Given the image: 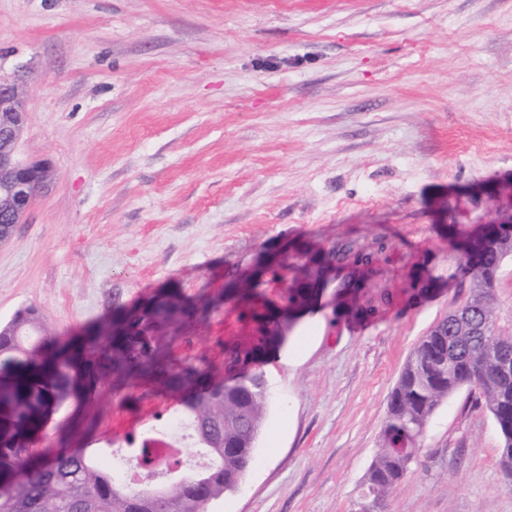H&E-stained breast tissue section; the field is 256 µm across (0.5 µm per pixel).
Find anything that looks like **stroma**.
<instances>
[{"instance_id":"35a3bbf8","label":"stroma","mask_w":512,"mask_h":512,"mask_svg":"<svg viewBox=\"0 0 512 512\" xmlns=\"http://www.w3.org/2000/svg\"><path fill=\"white\" fill-rule=\"evenodd\" d=\"M19 156L52 179L0 245V322L77 333L111 304L195 294L284 243L384 244L377 287L426 258L434 295L369 323L299 319L262 365L254 463L215 512H354L408 356L471 282L449 223L512 179V0H0ZM172 399L104 402L92 447L168 440ZM493 418L460 389L387 512H512Z\"/></svg>"}]
</instances>
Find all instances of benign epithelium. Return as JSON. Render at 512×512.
I'll list each match as a JSON object with an SVG mask.
<instances>
[{"label": "benign epithelium", "mask_w": 512, "mask_h": 512, "mask_svg": "<svg viewBox=\"0 0 512 512\" xmlns=\"http://www.w3.org/2000/svg\"><path fill=\"white\" fill-rule=\"evenodd\" d=\"M25 98L19 85L0 80V223L20 224L27 215L34 194L31 174L51 175L46 164L26 162L18 157L17 147L23 121L11 120L26 112Z\"/></svg>", "instance_id": "1"}]
</instances>
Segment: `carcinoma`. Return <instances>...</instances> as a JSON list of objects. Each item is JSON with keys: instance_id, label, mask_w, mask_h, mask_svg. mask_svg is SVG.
Masks as SVG:
<instances>
[{"instance_id": "cac0c4a2", "label": "carcinoma", "mask_w": 512, "mask_h": 512, "mask_svg": "<svg viewBox=\"0 0 512 512\" xmlns=\"http://www.w3.org/2000/svg\"><path fill=\"white\" fill-rule=\"evenodd\" d=\"M457 255L449 278L468 277L473 295L451 309L407 358L390 394L380 448L359 484L358 503L385 512L389 497L417 460L429 419L443 400L468 387L494 419L499 462L512 477V330L498 323L494 290L512 257V234L448 225ZM382 247L343 243L327 250L304 243L265 273L234 271L229 287L189 295L159 288L112 312L81 336L65 338L45 327L33 306L0 325V512H209L234 491L253 460L268 399L260 364L285 340L294 322L313 311L328 289L336 307L369 321L396 296L373 288ZM405 292L432 291L426 261L413 264ZM233 300L237 320L249 326L240 340L218 339L219 363L197 346L199 329L224 315ZM507 360L508 369L494 365ZM176 397L210 464L178 481L129 485L93 460L85 442L103 424L100 405ZM76 403L80 418L64 417L72 448L45 450L53 416Z\"/></svg>"}]
</instances>
